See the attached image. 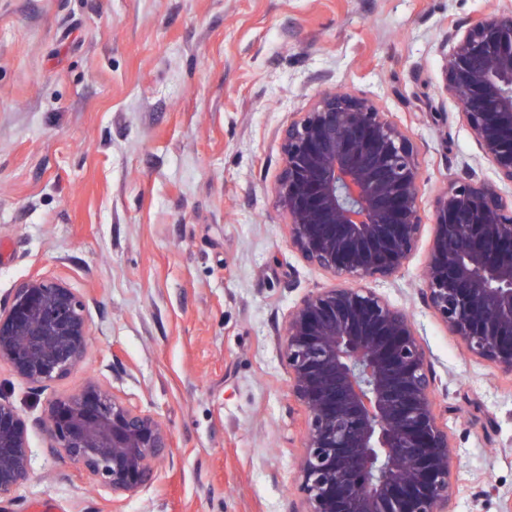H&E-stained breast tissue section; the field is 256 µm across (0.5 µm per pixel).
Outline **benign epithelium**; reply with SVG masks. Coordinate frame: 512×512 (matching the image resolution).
I'll use <instances>...</instances> for the list:
<instances>
[{"label":"benign epithelium","mask_w":512,"mask_h":512,"mask_svg":"<svg viewBox=\"0 0 512 512\" xmlns=\"http://www.w3.org/2000/svg\"><path fill=\"white\" fill-rule=\"evenodd\" d=\"M443 90L457 101L498 181L452 179L435 200L422 295L469 350L512 376V11L457 25ZM274 187L291 247L351 282L308 294L283 332L289 389L309 416L302 512H445L452 448L414 323L364 282L388 278L422 232L410 135L370 99L325 91L282 132ZM84 301L31 278L0 307V362L43 385L81 362ZM53 451L114 497L137 492L170 452L160 418L88 383L43 422ZM28 425L0 398V499L31 474Z\"/></svg>","instance_id":"7a95c632"}]
</instances>
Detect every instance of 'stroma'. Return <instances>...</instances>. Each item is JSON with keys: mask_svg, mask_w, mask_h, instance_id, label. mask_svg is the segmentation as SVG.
<instances>
[{"mask_svg": "<svg viewBox=\"0 0 512 512\" xmlns=\"http://www.w3.org/2000/svg\"><path fill=\"white\" fill-rule=\"evenodd\" d=\"M512 0H0V306L29 278L86 304L76 369L35 387L0 363L28 424L29 480L0 512H302L308 426L285 323L342 278L289 244L281 132L324 91L371 99L411 136L422 233L369 288L411 317L454 450L447 512H512V378L426 305L436 197L497 175L443 90L453 25ZM159 417L172 452L113 500L40 421L87 380Z\"/></svg>", "mask_w": 512, "mask_h": 512, "instance_id": "1", "label": "stroma"}]
</instances>
